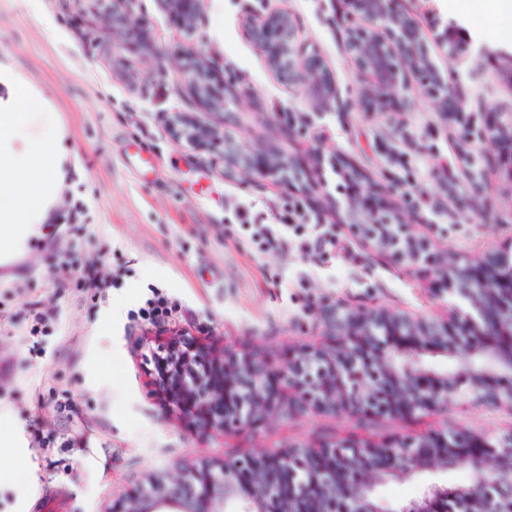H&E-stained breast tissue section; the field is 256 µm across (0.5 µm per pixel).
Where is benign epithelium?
Here are the masks:
<instances>
[{
  "mask_svg": "<svg viewBox=\"0 0 512 512\" xmlns=\"http://www.w3.org/2000/svg\"><path fill=\"white\" fill-rule=\"evenodd\" d=\"M196 2L161 0L188 31L195 26ZM350 5L365 22L349 35L346 51L369 79L362 90L367 108L400 97L410 78L424 76L443 115L462 112L459 75L434 68L427 40L410 14L396 11L392 0H350ZM109 19L114 47L137 43L154 51L144 26L132 19L130 0H112ZM245 30L282 83L307 86L320 109L339 103L323 57L302 46L287 7L267 5L246 19ZM432 36L450 61L471 53L470 41L454 26L437 22ZM182 67L207 107L226 105L229 88L222 96L215 91L195 50L187 51ZM490 116L482 138L512 141V113ZM170 127L195 145L221 141L227 177L289 184L304 176L279 152L243 150L227 126L221 132L176 115ZM333 165L353 186L343 218L353 233L394 261L413 266L432 261L427 238L405 234V215L377 198L361 171L338 159ZM435 274L467 308L453 303L448 317L440 318L328 303L320 308V319L331 343L298 350L284 367L256 351L212 353L196 336L177 329L141 353L145 364L154 365L148 370L150 393L196 431L231 436L252 432L265 415L422 418L461 395L512 411V253L488 252L479 271L469 256L454 255L435 264ZM459 469L469 472L462 486L422 479ZM393 480L419 481L420 490L407 501H390L381 489ZM112 512H512V431L432 428L382 444L348 438L226 455L174 474L153 473L113 504Z\"/></svg>",
  "mask_w": 512,
  "mask_h": 512,
  "instance_id": "7a95c632",
  "label": "benign epithelium"
}]
</instances>
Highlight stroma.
Here are the masks:
<instances>
[{"label":"stroma","mask_w":512,"mask_h":512,"mask_svg":"<svg viewBox=\"0 0 512 512\" xmlns=\"http://www.w3.org/2000/svg\"><path fill=\"white\" fill-rule=\"evenodd\" d=\"M105 0H0V56L11 60L54 98L74 148L70 183L55 225L44 228L31 256L0 267V424L18 437L16 454L0 457V512H105L149 472L223 457L235 450L338 438L378 443L431 427L475 432L512 429V413L464 398L414 421L344 414L271 416L243 436L205 435L172 419L148 393L137 346L160 333L130 321L150 287L182 303L178 328L216 350H258L284 362L289 350L325 343L323 303L406 309L425 316L448 312L436 275L392 262L341 224L344 182L331 161L362 170L389 202L428 233L435 252L479 258L512 246V176L489 166L512 141L464 138V126L445 119L427 86L412 80L409 105L365 111L361 82L345 50L356 24L347 0H286L305 47L324 56L341 94L339 105L316 110L305 86L280 83L244 21L263 0H200L196 26L175 25L159 0H133V19L145 23L155 46L147 54L114 49ZM396 0L422 28L437 18L465 29L483 49L479 81L470 60H434L460 75L463 112L482 128L487 113L512 112V22L487 15L474 0ZM208 64L216 87L232 95L226 111L207 109L182 72L186 49ZM223 128L232 115L243 148L274 149L311 173L309 187L224 175V147H200L169 131L175 114ZM153 163L146 178L134 167ZM303 199L307 217L335 225L356 263L313 265L297 251L254 258L243 233L229 237L240 206L271 223L274 210ZM82 208L81 223L68 216ZM490 221H483V213ZM109 278L124 270L104 302L83 299L74 282L84 265ZM64 332L39 338L33 312Z\"/></svg>","instance_id":"35a3bbf8"}]
</instances>
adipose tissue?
I'll use <instances>...</instances> for the list:
<instances>
[{
  "mask_svg": "<svg viewBox=\"0 0 512 512\" xmlns=\"http://www.w3.org/2000/svg\"><path fill=\"white\" fill-rule=\"evenodd\" d=\"M73 149L53 101L10 59L0 60V259L13 262L53 223Z\"/></svg>",
  "mask_w": 512,
  "mask_h": 512,
  "instance_id": "adipose-tissue-1",
  "label": "adipose tissue"
}]
</instances>
